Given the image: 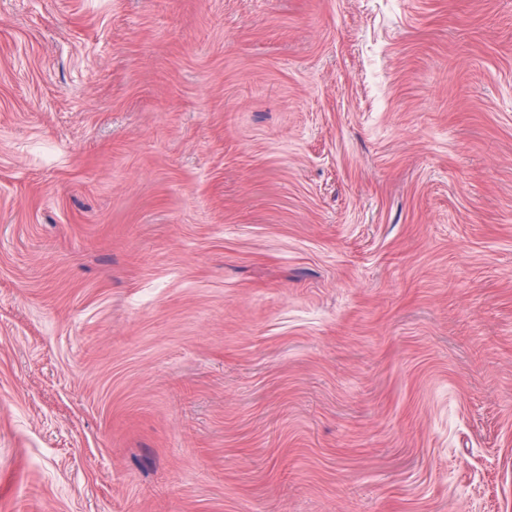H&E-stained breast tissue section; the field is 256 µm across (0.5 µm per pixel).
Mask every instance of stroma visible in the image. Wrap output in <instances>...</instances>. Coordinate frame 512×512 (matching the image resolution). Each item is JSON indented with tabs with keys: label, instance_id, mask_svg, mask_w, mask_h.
<instances>
[{
	"label": "stroma",
	"instance_id": "1",
	"mask_svg": "<svg viewBox=\"0 0 512 512\" xmlns=\"http://www.w3.org/2000/svg\"><path fill=\"white\" fill-rule=\"evenodd\" d=\"M0 512H512V0H0Z\"/></svg>",
	"mask_w": 512,
	"mask_h": 512
}]
</instances>
